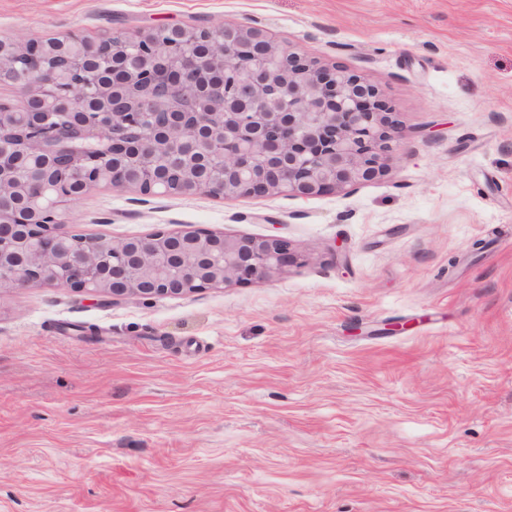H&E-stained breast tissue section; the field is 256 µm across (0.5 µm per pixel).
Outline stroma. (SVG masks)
<instances>
[{"mask_svg":"<svg viewBox=\"0 0 512 512\" xmlns=\"http://www.w3.org/2000/svg\"><path fill=\"white\" fill-rule=\"evenodd\" d=\"M175 24L345 66L406 137L344 192L70 207L87 237L303 259L185 296L1 293L0 512H512V0H0V38Z\"/></svg>","mask_w":512,"mask_h":512,"instance_id":"35a3bbf8","label":"stroma"}]
</instances>
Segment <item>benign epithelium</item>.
Instances as JSON below:
<instances>
[{
	"label": "benign epithelium",
	"instance_id": "benign-epithelium-1",
	"mask_svg": "<svg viewBox=\"0 0 512 512\" xmlns=\"http://www.w3.org/2000/svg\"><path fill=\"white\" fill-rule=\"evenodd\" d=\"M190 46L199 50L185 52ZM177 87L159 98L161 80ZM0 293L114 300L244 284L301 260L285 237L157 230L73 238L91 189L143 197H309L381 177L404 138L377 87L257 27L0 39Z\"/></svg>",
	"mask_w": 512,
	"mask_h": 512
}]
</instances>
